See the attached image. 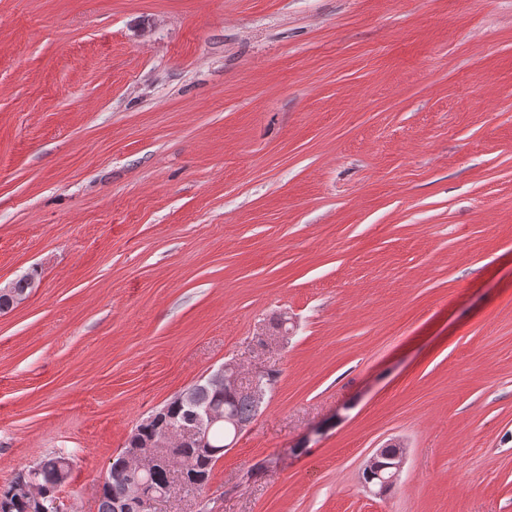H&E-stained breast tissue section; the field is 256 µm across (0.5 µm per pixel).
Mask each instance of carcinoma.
I'll return each mask as SVG.
<instances>
[{"mask_svg": "<svg viewBox=\"0 0 512 512\" xmlns=\"http://www.w3.org/2000/svg\"><path fill=\"white\" fill-rule=\"evenodd\" d=\"M228 408L234 417L241 422L250 421L256 414L254 403L247 397L227 398L224 390L202 382L186 390L183 399L170 400L164 406V424L157 426L152 422L141 421L132 432L128 446L134 447L139 439L146 441L172 440L177 430L192 415H198L209 407ZM193 452L189 446L170 449L168 463L158 470L152 478V485L157 489L170 492L175 477L173 473L182 472L180 466L183 457ZM37 483L42 489L58 492L67 482L72 472V461L64 455H47L37 464ZM27 470H22L7 484L0 485V512H29V499L13 492L16 482L26 478ZM131 488L125 472L121 455H116L110 462L109 470L99 489L98 512H113L112 502L123 497Z\"/></svg>", "mask_w": 512, "mask_h": 512, "instance_id": "1", "label": "carcinoma"}]
</instances>
